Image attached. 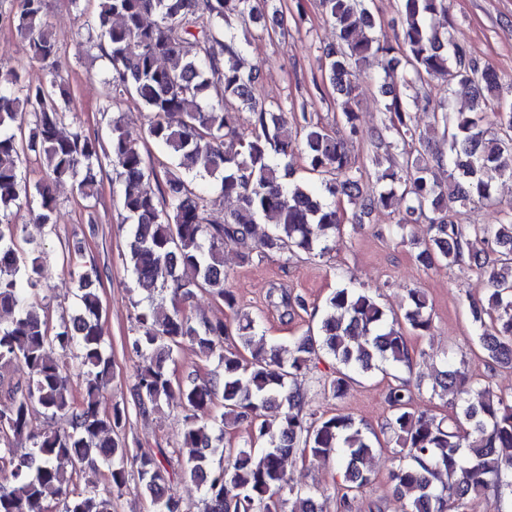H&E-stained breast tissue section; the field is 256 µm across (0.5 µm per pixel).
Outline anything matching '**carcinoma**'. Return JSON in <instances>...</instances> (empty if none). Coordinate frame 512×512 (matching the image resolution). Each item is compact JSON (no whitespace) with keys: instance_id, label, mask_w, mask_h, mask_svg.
<instances>
[{"instance_id":"cac0c4a2","label":"carcinoma","mask_w":512,"mask_h":512,"mask_svg":"<svg viewBox=\"0 0 512 512\" xmlns=\"http://www.w3.org/2000/svg\"><path fill=\"white\" fill-rule=\"evenodd\" d=\"M87 1V30L96 34L112 65L103 111H121L128 98L148 112L141 139L112 119L107 143L70 125L76 107L58 60L59 47L45 20V0H12L13 23L29 57L48 66L46 80L31 85L15 69L0 76V370L20 368L4 379L0 397V512H112V495L97 491L126 487L137 474L141 494L153 512H173L171 493L178 472L204 489L203 512H323L309 492L290 485L283 462L299 455L311 461L336 459L342 474L340 504L370 482L367 461L379 443L351 417L315 416L305 408L298 378L323 350L338 364L323 383L333 399L343 397L357 377L387 365L410 366L414 357L404 336L430 331L431 311L423 293L412 290L403 316L388 317L368 293L342 287L326 300L317 333L294 338L288 349L255 341L256 320L237 308L226 286L224 249L241 261L263 260L271 252L322 256L331 235L343 231L336 196H362L363 172L344 139L308 118L305 107L266 102L258 93L259 74L245 70V46L226 29L232 17L251 26L256 39L272 38L284 24L285 0H71ZM403 26L396 45L380 38V19L368 0H319L335 41L325 46L319 67L336 93V108L350 134L358 131L356 81L364 69L383 73L402 68L400 84L385 90L388 124L375 132V148L402 145L400 160L378 175L383 183L361 213L391 210L405 203L407 216L428 217L431 236L417 254L425 267L448 265L480 242L488 250L469 258L487 273L486 302L470 305L474 334L491 365H512V224L443 221L453 205L492 201L496 180L512 178V109L487 112L482 104L498 89V77L480 66L454 36L449 0H400ZM440 80L453 96L472 99L456 112L447 150L432 146L412 124L422 108L434 122L445 121L444 104L429 94L406 90ZM253 114L250 133L238 128L239 106ZM301 112L289 121L288 112ZM162 147L171 163L163 177L143 147ZM301 151L314 186L294 177ZM35 156L46 177L32 184L22 174ZM109 165L121 181L120 204L128 222L125 262L139 299L132 340L140 358L133 389L139 411L158 410L175 395L185 412L177 462L164 449L136 456L113 437L127 409L100 410L99 394L111 381L112 361L98 321L101 299L95 266L72 263L78 293L72 312L52 324L39 299L42 247L31 245L13 217L22 209L40 224L57 209L54 185L70 182L82 198L97 195L96 174ZM156 181L157 191L145 189ZM234 196L238 207L224 223L210 220L212 199ZM271 225L257 238L254 226ZM170 292L171 308L155 302ZM208 291L231 312L228 320L194 318L183 308L197 292ZM231 345L224 346L226 340ZM216 358L222 371L186 385H174L167 365L184 341ZM84 368L83 389L73 392L70 360ZM458 395L452 416L437 417L412 408L407 380L390 386L386 430L399 447L392 472L396 490L408 493L406 512H459L486 494H512V402L486 385L473 386L460 369L436 373L431 396ZM41 409L42 423L33 418ZM67 421L58 429L53 422ZM248 421V440L224 446L226 429ZM27 445L28 451L18 453ZM70 469L61 467V462Z\"/></svg>"}]
</instances>
